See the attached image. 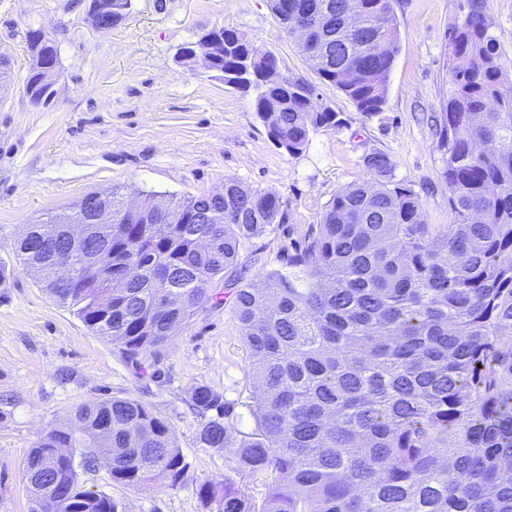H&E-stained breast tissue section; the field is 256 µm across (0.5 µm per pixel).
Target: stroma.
I'll return each mask as SVG.
<instances>
[{"instance_id":"1","label":"stroma","mask_w":512,"mask_h":512,"mask_svg":"<svg viewBox=\"0 0 512 512\" xmlns=\"http://www.w3.org/2000/svg\"><path fill=\"white\" fill-rule=\"evenodd\" d=\"M459 4L393 0L398 52L386 103L368 116L321 82L268 0H132L127 18L107 32L92 26L88 0H0V53L12 66L0 89V512H29L22 469L30 448L77 406L115 396L154 404L190 468L173 489L116 486L104 468L81 473L85 487L122 499L129 512H216L198 489L222 483L228 468L223 452L199 444L202 420L188 392L210 385L232 404L237 435L254 432L233 283L286 269L291 244L319 223L333 196L370 181L363 159L375 151L389 156L396 182L419 193L428 223L449 222L431 119L447 109L448 34L462 19ZM216 26L273 51L282 73L315 85L318 105L337 112V125L311 133L301 156L288 155L268 137L253 93L177 63L184 43ZM37 28L51 32L58 51L56 94L47 106L24 94L27 33ZM228 179L278 195L281 219L216 281L222 304H202L173 339L159 381L136 372L111 343L56 305L17 256L25 225L70 212L88 194L125 186L179 198L222 189Z\"/></svg>"}]
</instances>
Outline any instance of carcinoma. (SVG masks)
<instances>
[{"label": "carcinoma", "mask_w": 512, "mask_h": 512, "mask_svg": "<svg viewBox=\"0 0 512 512\" xmlns=\"http://www.w3.org/2000/svg\"><path fill=\"white\" fill-rule=\"evenodd\" d=\"M112 25L132 0H91ZM364 30L350 32L345 0H269L284 30L299 12L313 20L298 44L320 79L365 115L379 112L397 43L392 0H362ZM448 34V111L435 119L448 183L447 229L427 222L419 194L393 180L390 158L364 159L372 180L333 196L320 222L273 271L235 289L234 317L248 351L256 430L242 438L232 407L211 386L189 391L203 418L205 448L224 451L237 473L263 474L256 506L232 478L199 487L217 512H512V83L485 0H464ZM211 69L224 83L256 93L254 110L289 155L310 133L336 125L316 106L315 86L289 74L277 84L248 78L261 48L237 31L214 33ZM32 62L24 91L34 105L54 98L39 70L57 63L55 45L28 32ZM112 223L98 226V265L71 256L76 279L57 282L37 241L62 231L68 215L24 227L23 267L39 268L43 288L89 330L135 365L158 364L187 327L215 279L275 223L280 197L227 179L221 196L168 200V209L125 208L115 187ZM112 447V481L125 487L183 484L189 469L168 420L152 405L113 397L78 407L30 449L23 482L30 512L51 483L40 465L59 454L55 475L67 493L58 512H127L126 504L85 489L79 471L98 468L96 448Z\"/></svg>", "instance_id": "carcinoma-1"}]
</instances>
